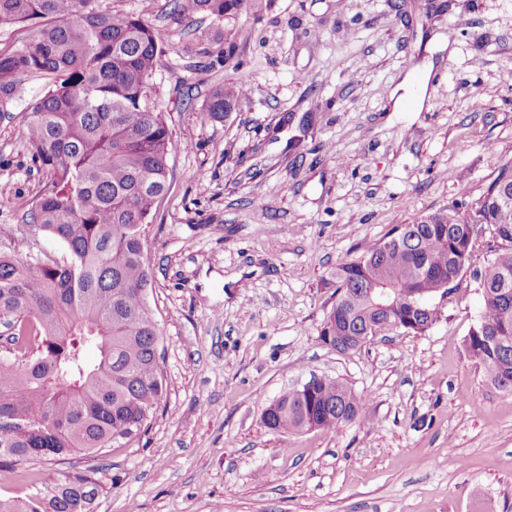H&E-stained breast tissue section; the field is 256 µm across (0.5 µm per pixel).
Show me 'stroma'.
I'll return each mask as SVG.
<instances>
[{"label":"stroma","instance_id":"stroma-1","mask_svg":"<svg viewBox=\"0 0 512 512\" xmlns=\"http://www.w3.org/2000/svg\"><path fill=\"white\" fill-rule=\"evenodd\" d=\"M97 6L162 34L150 87L175 148L146 252L166 394L146 435L104 459L95 512H512V395L464 348L474 272L504 241L478 238L424 333L347 353L319 338L336 266L417 217L469 209L512 162V0H271L238 20L237 71L208 65L224 25L169 0ZM242 71L246 100L204 117ZM47 82L28 79L0 119V224L14 229L0 250L61 258L27 216L45 180L27 108ZM314 375L348 384L371 424L268 429L266 407Z\"/></svg>","mask_w":512,"mask_h":512}]
</instances>
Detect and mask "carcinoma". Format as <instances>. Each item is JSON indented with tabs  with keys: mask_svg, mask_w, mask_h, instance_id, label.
Returning <instances> with one entry per match:
<instances>
[{
	"mask_svg": "<svg viewBox=\"0 0 512 512\" xmlns=\"http://www.w3.org/2000/svg\"><path fill=\"white\" fill-rule=\"evenodd\" d=\"M96 0H0V26L24 25L0 47V117L29 76L54 75L30 106L28 142L47 180L30 222L67 257L0 253V471L42 459H99L144 435L166 391L161 333L147 302V226L175 147L148 101L162 35L138 14H109ZM268 0H175L178 14L214 23L254 15ZM244 77L211 91L203 115L220 120L241 103ZM512 244V163L462 215L448 209L394 230L332 272L336 301L319 338L339 353L397 330L423 333L438 319L437 294L470 268L487 230ZM483 304L465 349L496 390L512 394V247L477 273ZM97 351L91 360L87 351ZM277 400L265 421L278 433L333 431L368 419L365 403L337 380ZM24 498L0 512H94L97 465L37 472Z\"/></svg>",
	"mask_w": 512,
	"mask_h": 512,
	"instance_id": "1",
	"label": "carcinoma"
}]
</instances>
